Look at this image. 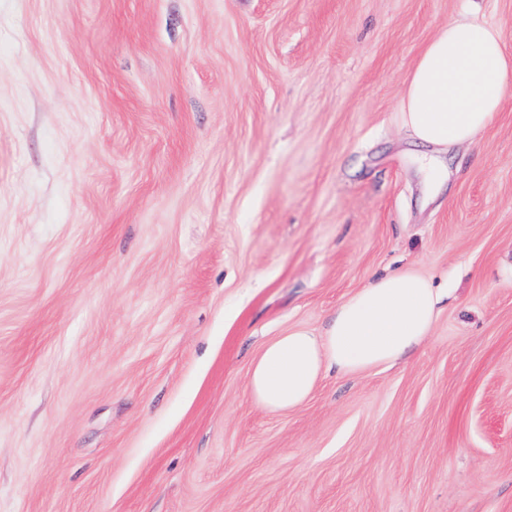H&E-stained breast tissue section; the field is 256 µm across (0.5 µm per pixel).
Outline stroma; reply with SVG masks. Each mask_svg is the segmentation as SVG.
I'll list each match as a JSON object with an SVG mask.
<instances>
[{"mask_svg": "<svg viewBox=\"0 0 512 512\" xmlns=\"http://www.w3.org/2000/svg\"><path fill=\"white\" fill-rule=\"evenodd\" d=\"M512 0H0V512H512V90L423 160L405 81ZM403 362L272 413L261 345L372 277Z\"/></svg>", "mask_w": 512, "mask_h": 512, "instance_id": "35a3bbf8", "label": "stroma"}]
</instances>
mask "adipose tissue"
Masks as SVG:
<instances>
[{
	"instance_id": "obj_1",
	"label": "adipose tissue",
	"mask_w": 512,
	"mask_h": 512,
	"mask_svg": "<svg viewBox=\"0 0 512 512\" xmlns=\"http://www.w3.org/2000/svg\"><path fill=\"white\" fill-rule=\"evenodd\" d=\"M512 51L500 29L478 18L450 21L424 47L402 95V117L417 145L473 144L503 109ZM448 296L406 268L371 279L341 302L323 332L293 327L264 343L248 389L273 412L310 398L325 374L360 376L398 363L432 334Z\"/></svg>"
}]
</instances>
